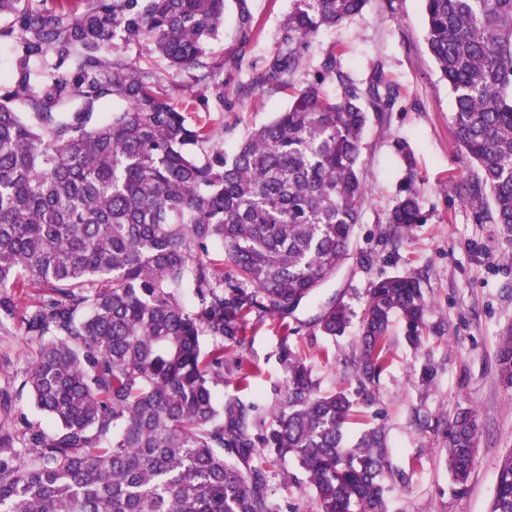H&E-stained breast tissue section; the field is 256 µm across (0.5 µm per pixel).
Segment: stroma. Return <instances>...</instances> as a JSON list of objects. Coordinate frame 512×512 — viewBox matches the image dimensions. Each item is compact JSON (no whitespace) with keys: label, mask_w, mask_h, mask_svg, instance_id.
<instances>
[{"label":"stroma","mask_w":512,"mask_h":512,"mask_svg":"<svg viewBox=\"0 0 512 512\" xmlns=\"http://www.w3.org/2000/svg\"><path fill=\"white\" fill-rule=\"evenodd\" d=\"M260 36L246 60L260 64L278 46L296 0H248ZM422 0H368L363 11L312 39L297 81L310 79L322 57L335 51L341 67L367 78L382 67L398 90L392 111L371 114L364 132L360 166L366 188L361 222L350 254L335 277L310 301L288 316L296 335L283 337L279 319L254 321L246 355L255 375L239 390L233 373H225L222 395L242 398L268 410L274 389L285 380L279 359L283 342L313 352L314 376L321 391L335 389L359 353L361 320L368 291L382 278L413 274L430 303L426 333L419 346L405 337L402 323L389 336L391 362L380 375L364 420L347 428L356 440L366 423L384 425L391 447L387 483L395 512H490L499 461L512 451V385L499 373V347L512 330V234L490 215H477L466 201L477 169L459 149L451 125L453 96L429 54ZM125 55L161 76L160 85L174 105L192 100L191 123H206L213 142L233 152L252 128L270 121L288 104L282 93L254 92L245 104L221 105L212 89L197 82L195 70L172 71L151 57L144 42H120ZM59 58L47 51L26 55L15 39L0 36V91L13 89L21 66L48 76ZM405 142L416 160V186L426 223L411 225L393 242L385 219L405 175L396 149ZM351 313L350 325L336 342L314 332V318L329 298ZM31 358V342L16 325L0 328V402L30 422L43 420L27 394L21 393ZM432 382L422 378L424 367ZM477 414L476 460L464 490L452 492L444 449L445 422L462 409ZM291 461L270 472L268 487L276 512H317L309 485L282 488L284 473H296Z\"/></svg>","instance_id":"obj_1"}]
</instances>
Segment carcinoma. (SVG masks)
<instances>
[{"label": "carcinoma", "mask_w": 512, "mask_h": 512, "mask_svg": "<svg viewBox=\"0 0 512 512\" xmlns=\"http://www.w3.org/2000/svg\"><path fill=\"white\" fill-rule=\"evenodd\" d=\"M278 50L224 90L227 61L206 45L227 0H0L1 36L25 52L54 48L74 76L41 92L30 75L0 94V326L18 321L36 341L22 387L55 428L0 422V512H274L267 473L286 459L305 474L318 512H390V448L373 425L353 445L347 425L389 363L400 317L421 343L428 302L413 276L368 292L358 390L322 392L310 357L286 346L288 376L270 416L223 398L224 367L250 385L252 318L284 319L347 259L364 202L360 143L371 112H389L395 89L382 68L365 80L336 50L313 78L294 83L322 28L360 14L368 0H298ZM426 45L453 94L458 144L480 176L468 193L479 212L512 231V0H423ZM241 45L258 35L247 0H235ZM143 40L176 69L202 71L216 98L242 104L256 90L290 92L288 107L231 155L175 107L153 71L101 50ZM119 104L99 118L105 104ZM386 216L393 231L422 224L414 161ZM28 288L40 297L18 309ZM190 289L192 304L182 301ZM349 323L330 300L315 318L327 340ZM210 339L203 346V338ZM512 385V334L499 349ZM448 471L469 478L476 415L447 423ZM490 512H512V452L498 467Z\"/></svg>", "instance_id": "1"}]
</instances>
